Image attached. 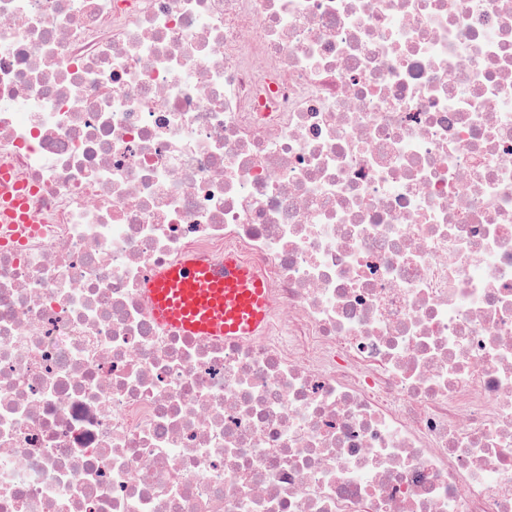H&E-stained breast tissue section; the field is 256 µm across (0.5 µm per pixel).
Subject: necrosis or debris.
<instances>
[{"label":"necrosis or debris","mask_w":512,"mask_h":512,"mask_svg":"<svg viewBox=\"0 0 512 512\" xmlns=\"http://www.w3.org/2000/svg\"><path fill=\"white\" fill-rule=\"evenodd\" d=\"M0 162V512H512V0H0ZM8 181V176H5L2 187L4 204L1 213L4 220L10 223L6 225H9L13 229L20 228V231H23L26 227L33 226L34 224H28L30 222L25 213V206L22 205V201L19 197L14 195V191L18 189V186H11ZM18 210L20 212H18ZM141 290L159 324L224 341L259 336L274 303L262 278L231 253L224 265L186 254L157 268Z\"/></svg>","instance_id":"1"}]
</instances>
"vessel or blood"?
Listing matches in <instances>:
<instances>
[{
    "label": "vessel or blood",
    "instance_id": "obj_1",
    "mask_svg": "<svg viewBox=\"0 0 512 512\" xmlns=\"http://www.w3.org/2000/svg\"><path fill=\"white\" fill-rule=\"evenodd\" d=\"M0 217L14 229L29 223L14 186H0ZM142 294L159 324L227 341L259 336L274 303L262 278L231 254L220 265L186 254L177 264L156 269Z\"/></svg>",
    "mask_w": 512,
    "mask_h": 512
}]
</instances>
